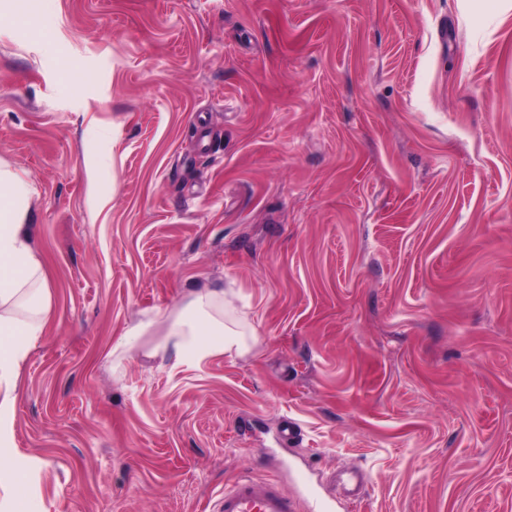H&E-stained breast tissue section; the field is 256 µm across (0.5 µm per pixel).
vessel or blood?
I'll return each mask as SVG.
<instances>
[{
    "instance_id": "vessel-or-blood-1",
    "label": "vessel or blood",
    "mask_w": 512,
    "mask_h": 512,
    "mask_svg": "<svg viewBox=\"0 0 512 512\" xmlns=\"http://www.w3.org/2000/svg\"><path fill=\"white\" fill-rule=\"evenodd\" d=\"M300 500L274 481L260 482L241 475L215 505V512H298Z\"/></svg>"
}]
</instances>
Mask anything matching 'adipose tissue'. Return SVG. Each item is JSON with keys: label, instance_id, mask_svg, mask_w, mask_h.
<instances>
[{"label": "adipose tissue", "instance_id": "obj_1", "mask_svg": "<svg viewBox=\"0 0 512 512\" xmlns=\"http://www.w3.org/2000/svg\"><path fill=\"white\" fill-rule=\"evenodd\" d=\"M30 192L27 182L0 166V446L13 437L17 378L32 346L46 332L52 306L28 212L15 205ZM225 299L222 290L194 292L185 310L169 319L167 343L176 364H199L251 350L254 335L240 321L225 316Z\"/></svg>", "mask_w": 512, "mask_h": 512}]
</instances>
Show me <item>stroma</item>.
<instances>
[{
  "mask_svg": "<svg viewBox=\"0 0 512 512\" xmlns=\"http://www.w3.org/2000/svg\"><path fill=\"white\" fill-rule=\"evenodd\" d=\"M0 163L53 293L0 449L25 507L207 512L247 472L512 512V7L0 0ZM200 288L249 353L159 350ZM145 328L146 325L144 324H135L127 328L122 337L112 347V355L117 354L125 357L134 351L138 347L142 336H144Z\"/></svg>",
  "mask_w": 512,
  "mask_h": 512,
  "instance_id": "obj_1",
  "label": "stroma"
}]
</instances>
